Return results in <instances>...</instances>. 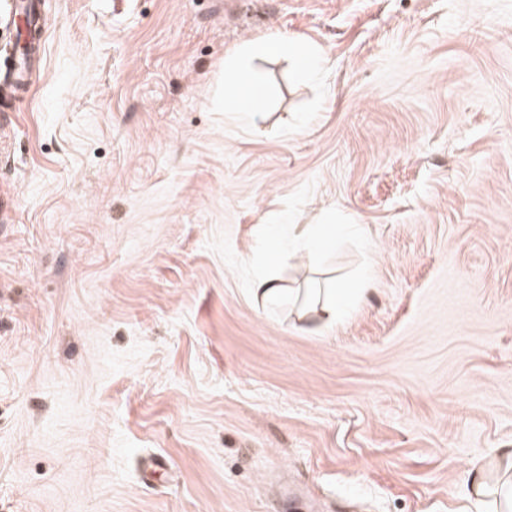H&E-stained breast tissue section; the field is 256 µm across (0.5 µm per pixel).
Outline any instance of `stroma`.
Wrapping results in <instances>:
<instances>
[{
    "label": "stroma",
    "mask_w": 512,
    "mask_h": 512,
    "mask_svg": "<svg viewBox=\"0 0 512 512\" xmlns=\"http://www.w3.org/2000/svg\"><path fill=\"white\" fill-rule=\"evenodd\" d=\"M254 60L263 111L224 109ZM0 102V512H478L512 448V0H43ZM274 224H341L315 257ZM358 295L316 331L247 292ZM166 465L142 471L141 458ZM295 44L288 40V37L276 35L255 41L248 42L241 46L234 54L224 59L225 71L232 75V79L224 82V109L228 112H241L246 119H251L262 108H242L239 99L242 96L250 95L253 98L259 97V89L253 76L244 67L245 59H263L283 57L290 54ZM249 292L270 307L287 302L288 292L274 275L257 268L249 281Z\"/></svg>",
    "instance_id": "stroma-1"
}]
</instances>
